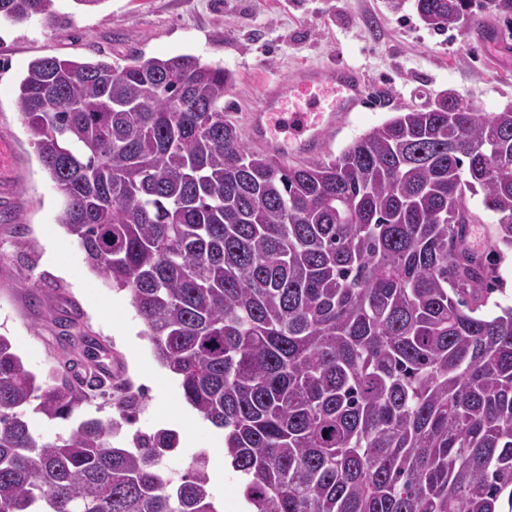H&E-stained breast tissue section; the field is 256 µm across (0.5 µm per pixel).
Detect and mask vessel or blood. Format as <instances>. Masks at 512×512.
I'll return each instance as SVG.
<instances>
[{
  "mask_svg": "<svg viewBox=\"0 0 512 512\" xmlns=\"http://www.w3.org/2000/svg\"><path fill=\"white\" fill-rule=\"evenodd\" d=\"M368 95V84L356 68L299 67L287 82L262 85L248 115L249 135L278 157L319 156L345 128L350 114L365 106Z\"/></svg>",
  "mask_w": 512,
  "mask_h": 512,
  "instance_id": "obj_1",
  "label": "vessel or blood"
}]
</instances>
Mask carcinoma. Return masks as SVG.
I'll use <instances>...</instances> for the list:
<instances>
[{"label":"carcinoma","mask_w":512,"mask_h":512,"mask_svg":"<svg viewBox=\"0 0 512 512\" xmlns=\"http://www.w3.org/2000/svg\"><path fill=\"white\" fill-rule=\"evenodd\" d=\"M66 8L0 0V18L60 25ZM416 8L434 31L472 20V0ZM233 82L189 54L31 61L18 105L58 223L224 430L251 512H512V307L479 314L512 249V107L439 94L294 164L242 141ZM477 195L487 253L465 249ZM81 403L0 335V512H216L204 458L158 474L174 431L115 445L133 394L115 419L32 430L28 411L67 420Z\"/></svg>","instance_id":"carcinoma-1"}]
</instances>
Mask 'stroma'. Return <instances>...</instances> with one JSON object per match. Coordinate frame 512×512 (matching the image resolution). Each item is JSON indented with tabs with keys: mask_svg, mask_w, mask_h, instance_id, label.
Here are the masks:
<instances>
[{
	"mask_svg": "<svg viewBox=\"0 0 512 512\" xmlns=\"http://www.w3.org/2000/svg\"><path fill=\"white\" fill-rule=\"evenodd\" d=\"M133 51L148 58L190 54L230 71L224 110L242 131L265 79H286L302 63L360 68L370 99L332 143L336 157L399 110L447 91L484 113L511 106L512 15L494 19L488 36L462 25L427 29L414 0H100L54 28L38 19H0V140L14 150L13 164L0 170V335L42 379L70 374L78 364L92 370L111 363L110 386H85L80 416H114L112 395L133 386L142 407L114 441L128 448L135 432L174 430L179 445L162 468L176 477L199 456L216 467L224 433L185 402L128 294L88 268L59 224L62 197L17 104L19 82L35 58L119 63Z\"/></svg>",
	"mask_w": 512,
	"mask_h": 512,
	"instance_id": "1",
	"label": "stroma"
}]
</instances>
